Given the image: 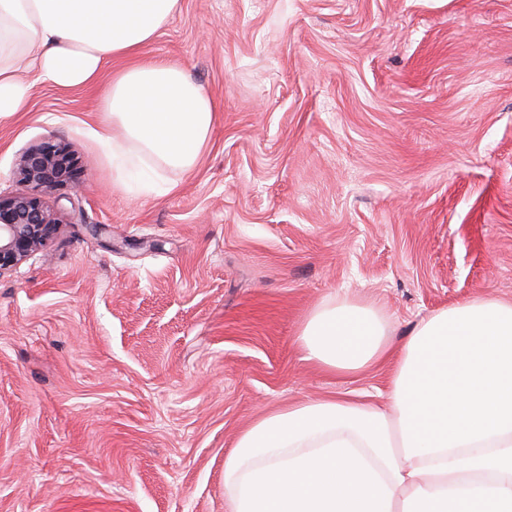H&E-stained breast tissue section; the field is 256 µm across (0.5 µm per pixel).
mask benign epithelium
<instances>
[{"instance_id":"obj_1","label":"benign epithelium","mask_w":512,"mask_h":512,"mask_svg":"<svg viewBox=\"0 0 512 512\" xmlns=\"http://www.w3.org/2000/svg\"><path fill=\"white\" fill-rule=\"evenodd\" d=\"M73 154L50 141L23 151L15 189L0 193V276L15 270L54 235L57 218L46 199L75 187Z\"/></svg>"}]
</instances>
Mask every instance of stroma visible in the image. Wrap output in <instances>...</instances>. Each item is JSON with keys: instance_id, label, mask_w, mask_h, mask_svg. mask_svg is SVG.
<instances>
[{"instance_id": "1", "label": "stroma", "mask_w": 512, "mask_h": 512, "mask_svg": "<svg viewBox=\"0 0 512 512\" xmlns=\"http://www.w3.org/2000/svg\"><path fill=\"white\" fill-rule=\"evenodd\" d=\"M144 55L215 102L191 172L115 183L86 88L0 117V192L44 141L81 185L0 276V512H226L258 416L385 396L390 364L302 360L319 301L373 305L399 344L512 299V0H180Z\"/></svg>"}]
</instances>
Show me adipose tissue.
<instances>
[{"label":"adipose tissue","mask_w":512,"mask_h":512,"mask_svg":"<svg viewBox=\"0 0 512 512\" xmlns=\"http://www.w3.org/2000/svg\"><path fill=\"white\" fill-rule=\"evenodd\" d=\"M180 0H0V116L32 82L112 78L97 139L117 175L156 178L198 163L213 99L143 49ZM373 307L325 299L304 319L302 357L331 373L395 362L384 405L310 399L270 412L224 461L227 512H512V300L477 296L421 319L392 349Z\"/></svg>","instance_id":"adipose-tissue-1"}]
</instances>
